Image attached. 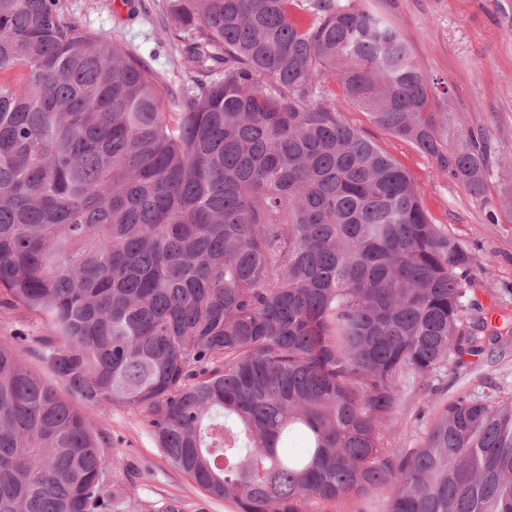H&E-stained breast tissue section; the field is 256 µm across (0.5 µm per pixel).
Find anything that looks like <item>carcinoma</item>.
<instances>
[{"mask_svg": "<svg viewBox=\"0 0 512 512\" xmlns=\"http://www.w3.org/2000/svg\"><path fill=\"white\" fill-rule=\"evenodd\" d=\"M162 0L193 77L0 0V292L40 317L0 340V512H129L77 401L146 412L159 447L238 512H512V399L460 395L420 448L388 447L404 390L486 351L471 257L350 104L486 190L487 149L402 33L334 0ZM43 331L44 325L37 316L20 307L0 304V338L13 343L18 349L22 360L32 368L38 370L49 383H52L54 378L49 370L25 353V348L20 345L24 344V342H16L14 339V336H43Z\"/></svg>", "mask_w": 512, "mask_h": 512, "instance_id": "obj_1", "label": "carcinoma"}]
</instances>
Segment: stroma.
Wrapping results in <instances>:
<instances>
[{"mask_svg": "<svg viewBox=\"0 0 512 512\" xmlns=\"http://www.w3.org/2000/svg\"><path fill=\"white\" fill-rule=\"evenodd\" d=\"M66 19L118 41L142 57L172 84L185 82L187 67L166 34L168 20L159 0H131L118 13L115 0H61ZM383 17L407 39L420 69L438 84L435 106L450 113L449 142L460 133L485 137L497 154H512V0H354ZM327 102L340 107L346 122L389 154L411 177L432 223L471 254L470 274L482 303L497 302L512 313V213L502 199L512 189V173L490 163L489 188L470 195L435 161L395 138L364 113L346 104L340 83H322ZM437 399L407 390L388 444L417 447L439 407L465 394L477 400L512 396V336L492 344L480 360L449 373ZM94 431L106 432L121 463L111 470L114 489L131 499L133 512L147 506L164 512H236L232 503L213 499L178 471L159 448L144 413L125 407L82 406Z\"/></svg>", "mask_w": 512, "mask_h": 512, "instance_id": "obj_1", "label": "stroma"}]
</instances>
